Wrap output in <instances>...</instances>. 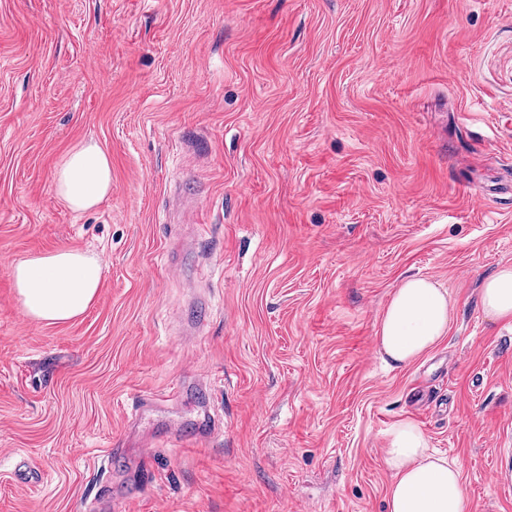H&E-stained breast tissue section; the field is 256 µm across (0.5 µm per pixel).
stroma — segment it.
<instances>
[{"label": "stroma", "mask_w": 512, "mask_h": 512, "mask_svg": "<svg viewBox=\"0 0 512 512\" xmlns=\"http://www.w3.org/2000/svg\"><path fill=\"white\" fill-rule=\"evenodd\" d=\"M89 140L112 192L77 213L54 174ZM62 248L102 286L32 321L9 268ZM505 264L512 0H0V512H386L404 418L512 512V326L479 301ZM408 275L453 316L392 369Z\"/></svg>", "instance_id": "1"}]
</instances>
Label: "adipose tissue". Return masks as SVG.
Masks as SVG:
<instances>
[{
  "label": "adipose tissue",
  "instance_id": "1",
  "mask_svg": "<svg viewBox=\"0 0 512 512\" xmlns=\"http://www.w3.org/2000/svg\"><path fill=\"white\" fill-rule=\"evenodd\" d=\"M55 189L72 210L95 208L112 191L111 158L97 143L76 146L56 170ZM10 277L30 319L61 323L88 310L102 284L103 267L95 256L61 249L14 263ZM481 307L495 320L512 322V265L485 279ZM452 312L448 291L439 283L405 277L378 320L376 346L394 366L409 365L446 336ZM385 464L393 474L387 512H470L459 463L432 451L413 420H400L391 429Z\"/></svg>",
  "mask_w": 512,
  "mask_h": 512
}]
</instances>
